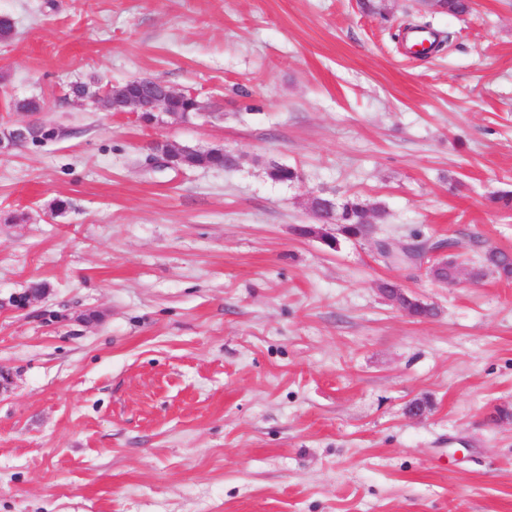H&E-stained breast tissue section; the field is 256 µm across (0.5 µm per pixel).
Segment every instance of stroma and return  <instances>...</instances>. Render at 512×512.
<instances>
[{"label":"stroma","mask_w":512,"mask_h":512,"mask_svg":"<svg viewBox=\"0 0 512 512\" xmlns=\"http://www.w3.org/2000/svg\"><path fill=\"white\" fill-rule=\"evenodd\" d=\"M373 4L0 0V127L56 131L0 155V512H512V284L297 232L321 192L466 270L512 251V0L433 14L426 58L418 0ZM143 76L210 118L71 91ZM157 139L239 164L151 170ZM419 244H422L426 247L423 253L395 252L380 253L379 255L386 265L395 267H411L421 265L425 262L426 264H429V266L426 268V271L433 281L441 284L454 282L458 269L460 268L455 254H453V251H451V249L455 247V242L448 238V240L442 239L430 244L428 242H419ZM443 245L448 246V255L432 260V257L429 255V253L435 248Z\"/></svg>","instance_id":"stroma-1"}]
</instances>
